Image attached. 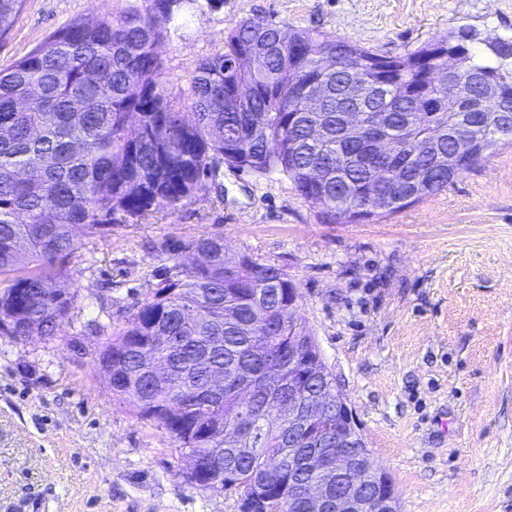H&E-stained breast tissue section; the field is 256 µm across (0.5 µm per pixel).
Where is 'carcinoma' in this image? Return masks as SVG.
<instances>
[{
	"label": "carcinoma",
	"mask_w": 512,
	"mask_h": 512,
	"mask_svg": "<svg viewBox=\"0 0 512 512\" xmlns=\"http://www.w3.org/2000/svg\"><path fill=\"white\" fill-rule=\"evenodd\" d=\"M197 0H141L123 13L97 14L51 34L36 49L0 70V322L15 319V330L57 336L73 323L74 296L65 288L69 264L84 238L102 236L124 218L174 207L206 191L217 162L277 173L288 179L325 224L330 210L350 221L369 165L344 158L341 113L345 85L357 84L354 105L391 112L389 134L403 132L411 112H432L433 124L415 132L409 152L430 142L453 152L452 135L469 145L470 161L440 174L433 158L394 159L406 170L408 188L425 186L428 196L474 169L500 146L512 144V125H484L481 112L512 113V40L488 42L460 59L452 85H433L424 73L430 59L461 29L404 54L386 57L383 69L354 68L375 53L322 34L289 35L308 75L324 80L329 95L321 109L294 96L292 76L281 61L279 26L243 20L224 36V50L198 62L196 75L178 107L167 94L159 44L169 25ZM22 0H0V36L6 34ZM260 45L256 62L237 66L244 45ZM342 66L332 64L336 49ZM499 96L484 92L486 81ZM319 123L327 136L310 138ZM235 138L249 151L238 160L227 153ZM178 249L196 262H176L150 296L132 306L121 326L93 320L90 335L112 340V395L133 414L154 421L183 453L195 455L214 473L207 488L233 483L243 512H292L288 469L265 470L268 457L288 441V417L266 402L288 401V382H263L273 361L288 348V289L297 283L280 267L240 255L224 273V239L187 240ZM160 336L169 340L161 343ZM170 364L165 380L141 381L148 359ZM224 371L213 391L212 369ZM249 381L262 413L232 420L239 405L237 385Z\"/></svg>",
	"instance_id": "cac0c4a2"
}]
</instances>
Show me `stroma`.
I'll return each mask as SVG.
<instances>
[{"label":"stroma","mask_w":512,"mask_h":512,"mask_svg":"<svg viewBox=\"0 0 512 512\" xmlns=\"http://www.w3.org/2000/svg\"><path fill=\"white\" fill-rule=\"evenodd\" d=\"M130 0H24L0 69L53 32ZM316 29L397 55L469 27L512 39V0H224L180 15L160 45L173 98L239 21ZM219 234L284 269L401 512H512V144L438 193L369 224H324L278 174L221 166L204 193L113 225L70 263L73 326L0 336V512H242L236 490L184 477L170 434L113 397L87 320L124 322L170 264Z\"/></svg>","instance_id":"stroma-1"}]
</instances>
